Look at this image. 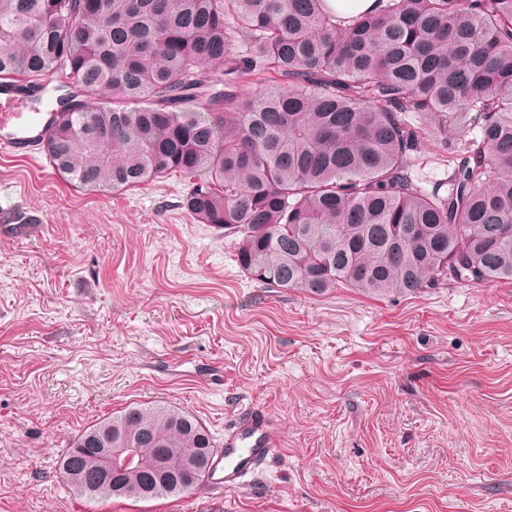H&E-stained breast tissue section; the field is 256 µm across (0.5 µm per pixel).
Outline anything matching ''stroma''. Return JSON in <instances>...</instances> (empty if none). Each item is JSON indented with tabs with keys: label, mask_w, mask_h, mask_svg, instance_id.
Listing matches in <instances>:
<instances>
[{
	"label": "stroma",
	"mask_w": 512,
	"mask_h": 512,
	"mask_svg": "<svg viewBox=\"0 0 512 512\" xmlns=\"http://www.w3.org/2000/svg\"><path fill=\"white\" fill-rule=\"evenodd\" d=\"M187 177L71 185L0 154V512H512V281L314 297L248 279L196 223ZM131 404L190 412L216 447L249 405L276 455L243 487L86 502L59 471Z\"/></svg>",
	"instance_id": "obj_1"
}]
</instances>
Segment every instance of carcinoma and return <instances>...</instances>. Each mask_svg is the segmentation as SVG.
Instances as JSON below:
<instances>
[{"instance_id": "carcinoma-1", "label": "carcinoma", "mask_w": 512, "mask_h": 512, "mask_svg": "<svg viewBox=\"0 0 512 512\" xmlns=\"http://www.w3.org/2000/svg\"><path fill=\"white\" fill-rule=\"evenodd\" d=\"M378 2L345 20L327 0H0V86L60 79L43 151L77 187L193 179L187 212L265 288L512 280V0ZM267 64L281 83L240 94ZM429 137L450 153L430 190L414 176ZM101 435L141 465L90 490ZM213 456L194 415L132 406L60 471L89 502L143 500L190 491Z\"/></svg>"}]
</instances>
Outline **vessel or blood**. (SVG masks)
<instances>
[{
  "mask_svg": "<svg viewBox=\"0 0 512 512\" xmlns=\"http://www.w3.org/2000/svg\"><path fill=\"white\" fill-rule=\"evenodd\" d=\"M26 92L11 89L0 93V150L15 157H29L49 132L46 112H25ZM277 447L276 435L264 411L252 407L238 414L224 430V446L216 454L212 470L216 489L231 491L264 464Z\"/></svg>",
  "mask_w": 512,
  "mask_h": 512,
  "instance_id": "1",
  "label": "vessel or blood"
}]
</instances>
